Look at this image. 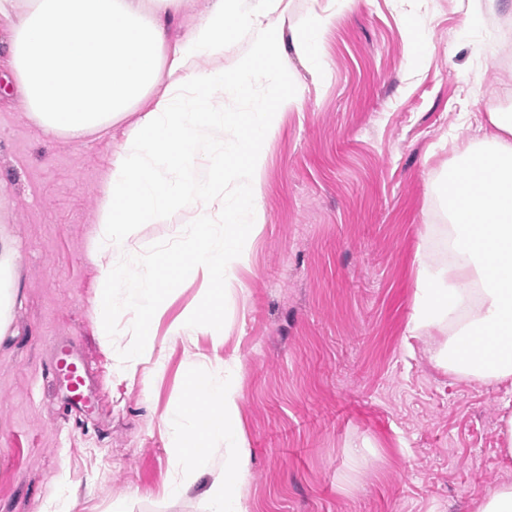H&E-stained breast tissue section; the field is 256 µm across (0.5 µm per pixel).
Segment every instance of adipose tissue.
<instances>
[{
  "label": "adipose tissue",
  "mask_w": 512,
  "mask_h": 512,
  "mask_svg": "<svg viewBox=\"0 0 512 512\" xmlns=\"http://www.w3.org/2000/svg\"><path fill=\"white\" fill-rule=\"evenodd\" d=\"M204 15L183 35H174L185 0H0V42L9 74L0 95L20 99L44 134L80 139L110 129L137 106H144L110 160L106 192L95 222L104 251L134 246L141 224H169L189 212L192 233L158 254L156 267L170 275L189 271L203 279L204 304L172 322L171 337L191 342L223 317L219 302L264 212L258 176L277 117L295 107L303 88L282 64L284 43L313 75L324 72L321 38L332 19L309 8L287 25L288 0H209ZM246 42L230 70L202 71L198 61L223 56ZM228 87L250 102L249 112H222L215 90ZM241 127L232 153L208 142L210 133ZM452 194L448 206V249L455 259L434 271L421 268L410 335L453 326L448 338L428 349L438 367L493 383L512 379V113L493 112L479 143L457 157L451 184H435ZM18 253L12 236L0 231V335L11 325L17 296ZM95 312L101 328L112 322V291L124 289L134 314L133 345L115 361L123 375L149 362L162 369L155 353L156 321L166 305L159 278H139L124 266H99ZM497 336L500 348L480 358L481 337ZM197 401L191 411L176 408L165 422L174 472L170 495L189 492L201 472L210 475L205 492L209 512H251L247 478L252 450L240 421L241 393L235 357L211 364L204 377L189 380ZM223 444L221 460L209 450Z\"/></svg>",
  "instance_id": "1"
}]
</instances>
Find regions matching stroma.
Wrapping results in <instances>:
<instances>
[{"mask_svg":"<svg viewBox=\"0 0 512 512\" xmlns=\"http://www.w3.org/2000/svg\"><path fill=\"white\" fill-rule=\"evenodd\" d=\"M468 0H425L410 47L393 0H356L323 36L328 71L266 146L265 222L224 294L220 331L193 344L169 324L202 304L200 279L169 286L157 320L166 357L150 385L113 372L131 344L95 323V213L121 128L81 140L45 135L16 99L0 102V216L19 253V296L0 338V512H207L205 479L168 496L164 422L186 399L193 353L236 352L253 465V512H477L512 461L499 429L512 380L435 366L438 331L410 337L420 266L448 263L444 180L492 112L512 113V0L465 27ZM190 225L142 224L127 258L139 276ZM69 342L91 378L71 408L47 372Z\"/></svg>","mask_w":512,"mask_h":512,"instance_id":"1","label":"stroma"}]
</instances>
